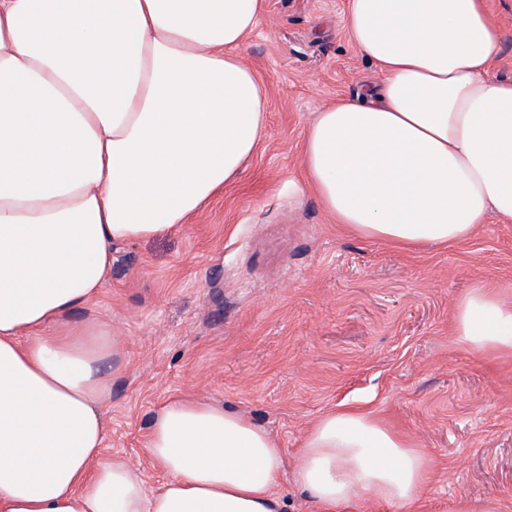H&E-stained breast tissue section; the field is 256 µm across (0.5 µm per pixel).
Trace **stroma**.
I'll use <instances>...</instances> for the list:
<instances>
[{
	"label": "stroma",
	"mask_w": 512,
	"mask_h": 512,
	"mask_svg": "<svg viewBox=\"0 0 512 512\" xmlns=\"http://www.w3.org/2000/svg\"><path fill=\"white\" fill-rule=\"evenodd\" d=\"M502 34L492 76L512 74V0H488ZM346 0H270L246 61L268 83L267 134L240 179L174 233L112 250L92 307L124 339L105 403L103 449L147 490L164 481L144 448L152 414L190 396L239 410L283 450L285 512H315L292 473L322 415L354 408L431 458L411 512L457 495L512 512V358L459 344L458 300L512 293V223L487 217L444 248H396L346 231L308 190L311 112L376 82L343 30Z\"/></svg>",
	"instance_id": "stroma-1"
}]
</instances>
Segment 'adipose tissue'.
<instances>
[{
    "label": "adipose tissue",
    "mask_w": 512,
    "mask_h": 512,
    "mask_svg": "<svg viewBox=\"0 0 512 512\" xmlns=\"http://www.w3.org/2000/svg\"><path fill=\"white\" fill-rule=\"evenodd\" d=\"M268 0H0V512H283V454L246 416L176 397L145 447L155 491L104 458L112 324L72 312L112 248L178 229L234 184L266 131L243 48ZM344 31L380 84L314 112L309 186L337 223L404 247L512 223V77L485 0H347ZM455 334L512 356V297L478 284ZM430 458L372 417H320L295 484L317 512L368 496L408 512Z\"/></svg>",
    "instance_id": "ef3b65f1"
}]
</instances>
